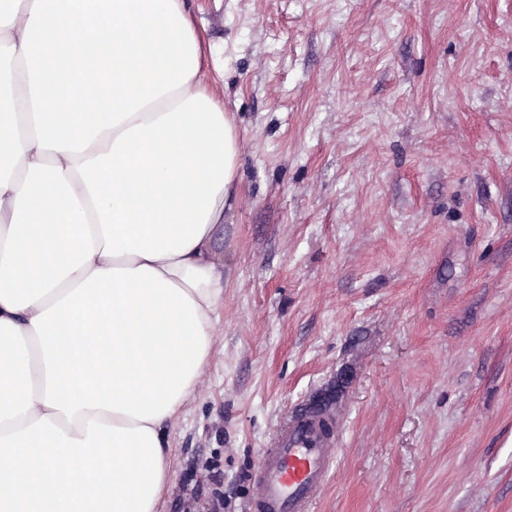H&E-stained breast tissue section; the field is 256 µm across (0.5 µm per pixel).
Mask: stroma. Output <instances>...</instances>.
<instances>
[{
	"label": "stroma",
	"instance_id": "obj_1",
	"mask_svg": "<svg viewBox=\"0 0 512 512\" xmlns=\"http://www.w3.org/2000/svg\"><path fill=\"white\" fill-rule=\"evenodd\" d=\"M237 118L224 306L164 512H247L340 383L311 512H512V0H186Z\"/></svg>",
	"mask_w": 512,
	"mask_h": 512
}]
</instances>
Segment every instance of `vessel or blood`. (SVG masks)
<instances>
[{"instance_id":"obj_1","label":"vessel or blood","mask_w":512,"mask_h":512,"mask_svg":"<svg viewBox=\"0 0 512 512\" xmlns=\"http://www.w3.org/2000/svg\"><path fill=\"white\" fill-rule=\"evenodd\" d=\"M335 460L329 439L319 438L316 423L292 412L251 475L252 512H307Z\"/></svg>"}]
</instances>
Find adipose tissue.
Returning a JSON list of instances; mask_svg holds the SVG:
<instances>
[{
    "label": "adipose tissue",
    "instance_id": "ef3b65f1",
    "mask_svg": "<svg viewBox=\"0 0 512 512\" xmlns=\"http://www.w3.org/2000/svg\"><path fill=\"white\" fill-rule=\"evenodd\" d=\"M239 154L184 0H0V512H161Z\"/></svg>",
    "mask_w": 512,
    "mask_h": 512
}]
</instances>
